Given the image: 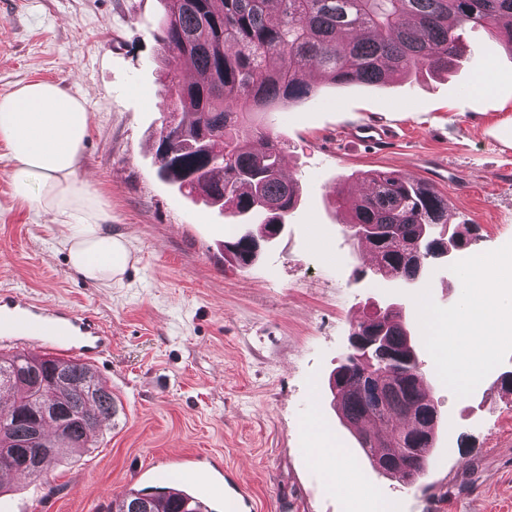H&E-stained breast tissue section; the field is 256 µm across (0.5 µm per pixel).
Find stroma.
Here are the masks:
<instances>
[{
  "label": "stroma",
  "mask_w": 512,
  "mask_h": 512,
  "mask_svg": "<svg viewBox=\"0 0 512 512\" xmlns=\"http://www.w3.org/2000/svg\"><path fill=\"white\" fill-rule=\"evenodd\" d=\"M160 0L0 4V95L43 81L82 96L92 115L79 173L102 196L132 258L119 278L88 281L56 247L58 227L12 203L0 147V289L90 315L111 335L92 361L117 412L97 447L54 457L43 475L0 485V512H108L186 457L244 491L243 512H512V337L479 383L458 391L429 341L421 308L447 316L458 273L439 269L412 292L369 269L342 234L338 188L370 170L422 180L469 226L468 255L512 246V53L466 29L459 67L383 86L320 85L264 117L280 136L301 197L286 229L250 266L224 258L230 219L158 174L159 81L169 60L151 22ZM394 128L379 146L350 142L357 124ZM398 303L415 326L428 395L447 430L420 488L374 470L329 387L352 325ZM317 432H310V424ZM334 475H327V468Z\"/></svg>",
  "instance_id": "1"
}]
</instances>
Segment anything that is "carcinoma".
Instances as JSON below:
<instances>
[{
	"mask_svg": "<svg viewBox=\"0 0 512 512\" xmlns=\"http://www.w3.org/2000/svg\"><path fill=\"white\" fill-rule=\"evenodd\" d=\"M155 39L168 56L195 70L193 82L178 69L163 75L164 111L175 121L164 126L159 144L170 142L171 157L158 173L220 207L240 224L257 226L224 243L239 266L252 264L261 243L278 233L280 218L294 208L298 185L283 177L279 137L259 115L297 103L314 92L308 75L331 85H378L412 71L445 73L466 52L462 30L480 26L512 52V0H162ZM371 190L361 196L337 191L351 224L376 229L366 241L381 277L409 280L442 261L448 201L428 184L394 171L366 173ZM364 335L385 336L388 353L370 366L352 364L335 381L339 411L349 424L373 419L385 437L361 431L365 457L385 449L383 473L402 466L415 474L426 465L439 418L431 410L423 373L399 371L410 329L402 311L382 322L359 323ZM14 382L10 406L0 408V448H23L28 424L18 419L44 406L71 413L42 428L49 455L96 443L112 417V393L93 368L76 359L29 352L0 354V374ZM379 389L366 390V375ZM201 512L197 502L164 492L131 490L112 502V512Z\"/></svg>",
	"mask_w": 512,
	"mask_h": 512,
	"instance_id": "cac0c4a2",
	"label": "carcinoma"
}]
</instances>
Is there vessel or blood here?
<instances>
[{
  "label": "vessel or blood",
  "mask_w": 512,
  "mask_h": 512,
  "mask_svg": "<svg viewBox=\"0 0 512 512\" xmlns=\"http://www.w3.org/2000/svg\"><path fill=\"white\" fill-rule=\"evenodd\" d=\"M389 129L377 120L362 122L351 132L353 140L375 145L386 142ZM109 344L107 330L87 315L44 302L11 290H0V348L40 347L75 355L84 360L99 357ZM157 484L203 486L212 496L223 498L224 512H242L240 499L223 490L216 477L206 474L197 463L178 470H165L156 477Z\"/></svg>",
  "instance_id": "b4317fda"
}]
</instances>
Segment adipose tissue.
<instances>
[{"label":"adipose tissue","mask_w":512,"mask_h":512,"mask_svg":"<svg viewBox=\"0 0 512 512\" xmlns=\"http://www.w3.org/2000/svg\"><path fill=\"white\" fill-rule=\"evenodd\" d=\"M91 124L84 99L56 84L30 82L0 95V145L11 164L12 198L47 223L60 227L59 246L83 278L104 282L123 273L131 256L127 240L113 235L101 196L79 174V160ZM512 288V258L478 257L462 276L463 298L449 312L447 377L465 390L476 363L461 364L459 353L475 356L490 348L487 315L503 310L498 289ZM489 299L487 311L477 310Z\"/></svg>","instance_id":"adipose-tissue-1"}]
</instances>
